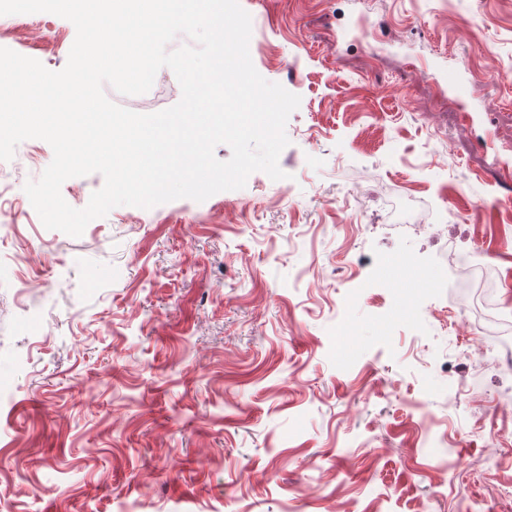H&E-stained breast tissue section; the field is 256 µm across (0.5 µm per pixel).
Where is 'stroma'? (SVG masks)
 <instances>
[{
  "instance_id": "35a3bbf8",
  "label": "stroma",
  "mask_w": 512,
  "mask_h": 512,
  "mask_svg": "<svg viewBox=\"0 0 512 512\" xmlns=\"http://www.w3.org/2000/svg\"><path fill=\"white\" fill-rule=\"evenodd\" d=\"M240 4L255 69L301 98L284 179L118 206L72 237L23 190L51 146L0 161V512H456L461 495L512 512V374L461 357L460 293L417 287L441 257L401 229L452 234L470 213L464 246L512 315V0ZM75 36L0 15V47L52 71ZM451 72L479 98L443 92ZM104 92L144 114L181 98L167 68L145 94ZM433 422L449 448L424 443Z\"/></svg>"
}]
</instances>
